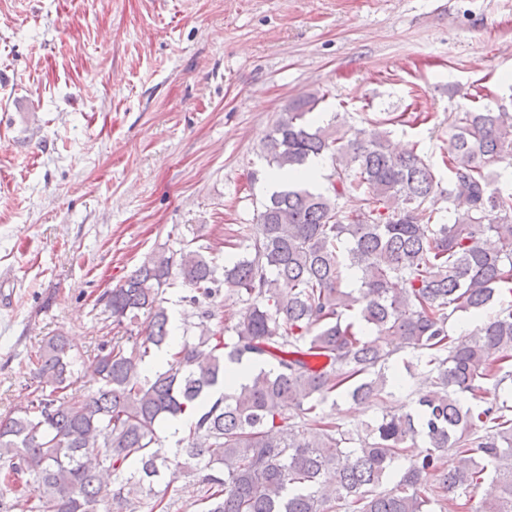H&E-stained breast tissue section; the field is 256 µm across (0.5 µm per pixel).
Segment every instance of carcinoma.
<instances>
[{
    "label": "carcinoma",
    "mask_w": 512,
    "mask_h": 512,
    "mask_svg": "<svg viewBox=\"0 0 512 512\" xmlns=\"http://www.w3.org/2000/svg\"><path fill=\"white\" fill-rule=\"evenodd\" d=\"M317 101L293 99L262 148L278 169L329 156L325 191H273L257 228L237 229L245 252L221 269L203 247H161L105 292L112 335L91 363L94 385L75 375L66 336L42 339L30 358L40 386L0 414V512H167L164 496L142 493L173 464L203 474L205 512H433L450 494L465 512H512V189L500 187L512 113H449L445 188L423 156L393 147L387 121L345 141L306 119ZM436 193L454 215L446 224L425 207ZM351 195L362 205L346 212ZM351 267L362 276L349 290ZM178 281L183 340L149 377ZM223 294L246 310L221 332L204 305ZM470 315L473 330L451 333ZM245 359L264 369L211 399ZM402 369L423 374L413 409L362 434L315 414L334 395L381 397ZM490 381L508 388L484 406ZM180 417L186 446L171 453L160 432ZM449 451L461 461L448 464ZM490 466L494 493L476 502L468 493Z\"/></svg>",
    "instance_id": "1"
}]
</instances>
